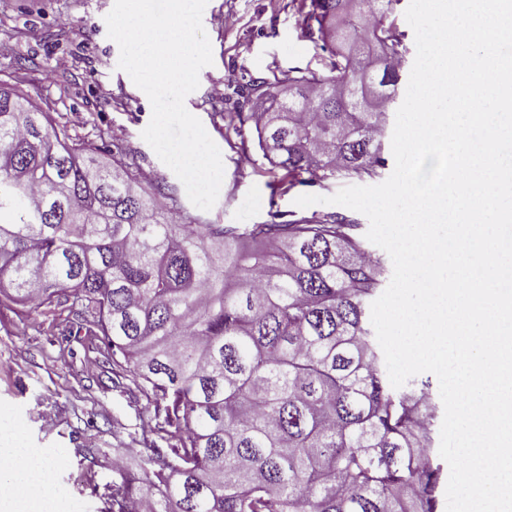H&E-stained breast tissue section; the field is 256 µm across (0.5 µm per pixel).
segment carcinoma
Returning a JSON list of instances; mask_svg holds the SVG:
<instances>
[{"label": "carcinoma", "mask_w": 512, "mask_h": 512, "mask_svg": "<svg viewBox=\"0 0 512 512\" xmlns=\"http://www.w3.org/2000/svg\"><path fill=\"white\" fill-rule=\"evenodd\" d=\"M398 2L300 0L324 68L240 87L276 185L384 168ZM97 151L0 85V293L93 311L180 433L137 480L114 464L112 512H437L430 383L397 394L384 375L365 323L382 265L355 224H178L126 153Z\"/></svg>", "instance_id": "cac0c4a2"}]
</instances>
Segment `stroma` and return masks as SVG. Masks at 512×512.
<instances>
[{"label":"stroma","instance_id":"obj_1","mask_svg":"<svg viewBox=\"0 0 512 512\" xmlns=\"http://www.w3.org/2000/svg\"><path fill=\"white\" fill-rule=\"evenodd\" d=\"M114 0H0V83L20 91L65 125L74 140L98 145L99 161L124 148L146 178V192L178 178L143 140L152 117L147 95L118 67L108 37ZM67 18L69 29L58 21ZM213 63L185 99L219 147L224 176L211 210L180 195L183 216L246 228L333 212L327 196L348 186L329 178L287 191L273 180L252 139L239 136L234 89L243 77L319 69L325 54L302 32L296 0H208L202 16ZM71 60L65 71L59 58ZM323 201L298 207L297 197ZM164 412L150 387L135 385L96 335L91 314L76 315L65 300L18 305L0 299V423L15 427L32 453L50 466L55 495L47 512H111L112 462L138 471L150 446L167 448Z\"/></svg>","mask_w":512,"mask_h":512}]
</instances>
